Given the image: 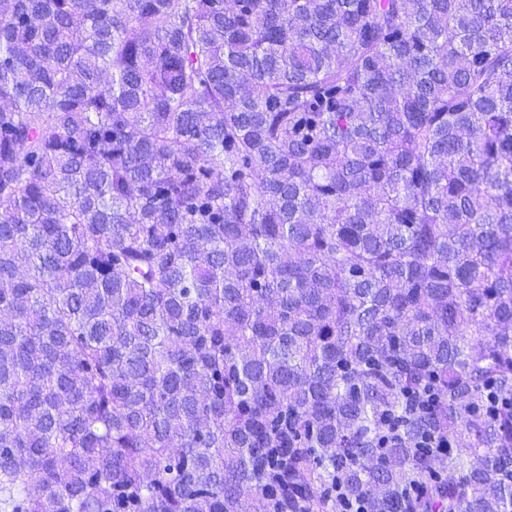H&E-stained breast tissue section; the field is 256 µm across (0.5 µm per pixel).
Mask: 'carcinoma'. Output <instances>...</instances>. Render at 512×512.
Masks as SVG:
<instances>
[{"label":"carcinoma","mask_w":512,"mask_h":512,"mask_svg":"<svg viewBox=\"0 0 512 512\" xmlns=\"http://www.w3.org/2000/svg\"><path fill=\"white\" fill-rule=\"evenodd\" d=\"M0 101V512H512V0H0Z\"/></svg>","instance_id":"cac0c4a2"}]
</instances>
